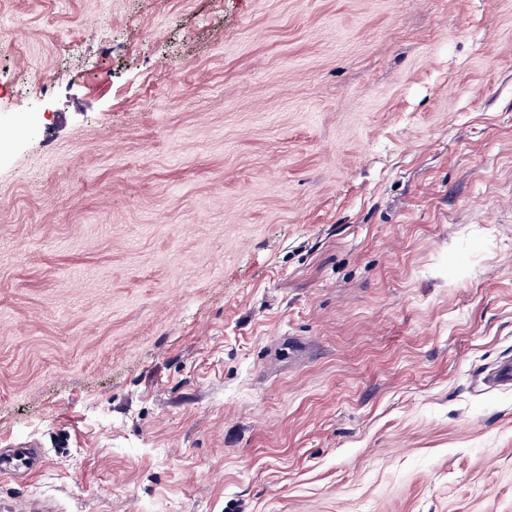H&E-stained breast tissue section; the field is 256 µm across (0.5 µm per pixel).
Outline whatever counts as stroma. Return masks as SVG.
I'll list each match as a JSON object with an SVG mask.
<instances>
[{"instance_id": "stroma-1", "label": "stroma", "mask_w": 512, "mask_h": 512, "mask_svg": "<svg viewBox=\"0 0 512 512\" xmlns=\"http://www.w3.org/2000/svg\"><path fill=\"white\" fill-rule=\"evenodd\" d=\"M1 31L0 512H512V0ZM44 464L45 456L41 448H15L11 454L1 451L0 477L14 479L21 469L38 472Z\"/></svg>"}]
</instances>
